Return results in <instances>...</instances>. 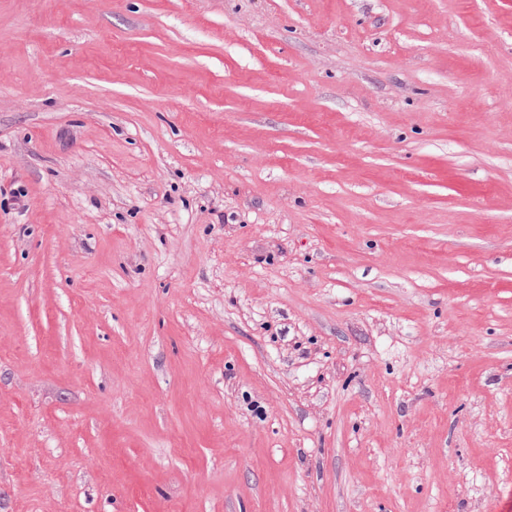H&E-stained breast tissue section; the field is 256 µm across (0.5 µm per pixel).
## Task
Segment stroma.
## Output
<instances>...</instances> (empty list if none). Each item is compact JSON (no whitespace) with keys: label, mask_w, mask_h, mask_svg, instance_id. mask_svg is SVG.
<instances>
[{"label":"stroma","mask_w":512,"mask_h":512,"mask_svg":"<svg viewBox=\"0 0 512 512\" xmlns=\"http://www.w3.org/2000/svg\"><path fill=\"white\" fill-rule=\"evenodd\" d=\"M0 512H512V0H0Z\"/></svg>","instance_id":"1"}]
</instances>
